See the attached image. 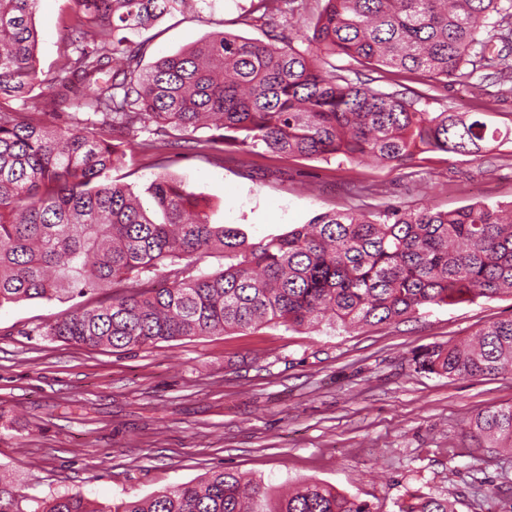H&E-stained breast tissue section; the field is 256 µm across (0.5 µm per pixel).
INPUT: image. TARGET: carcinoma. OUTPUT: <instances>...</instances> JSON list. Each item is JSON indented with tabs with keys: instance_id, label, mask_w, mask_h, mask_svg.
Wrapping results in <instances>:
<instances>
[{
	"instance_id": "1",
	"label": "carcinoma",
	"mask_w": 512,
	"mask_h": 512,
	"mask_svg": "<svg viewBox=\"0 0 512 512\" xmlns=\"http://www.w3.org/2000/svg\"><path fill=\"white\" fill-rule=\"evenodd\" d=\"M39 2L0 0V307L107 293L47 324L43 335L133 350L261 326H377L512 295V209L325 212L250 242L241 228L212 223L165 173L147 188L152 211L125 185L101 181L127 152L146 154L159 142L209 157L229 138L278 155L391 165L416 151H491L504 135L483 113L433 115L343 71L386 67L444 85L482 70L505 74L512 65L495 41L512 39V0H324L304 51L294 47L299 30L288 19L295 0H258L269 42L221 33L146 69L144 45L125 32L146 30L189 0H72L73 50L47 80L50 111L70 110L63 127L11 106L38 83ZM336 55L356 68L324 69L322 59ZM203 127L213 133L195 137ZM151 130L155 136L138 138ZM213 254L224 257L220 269L191 274ZM146 272L162 282L116 289ZM413 364L450 379L512 375V318L472 339L427 346ZM472 429L489 447L512 449V406L478 413ZM25 500L0 478V512H373L328 485L302 482L276 495L223 468L99 507L68 493L28 511ZM400 512L455 509L421 496Z\"/></svg>"
}]
</instances>
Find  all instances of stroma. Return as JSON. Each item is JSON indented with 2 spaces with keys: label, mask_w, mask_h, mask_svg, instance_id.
I'll return each instance as SVG.
<instances>
[{
  "label": "stroma",
  "mask_w": 512,
  "mask_h": 512,
  "mask_svg": "<svg viewBox=\"0 0 512 512\" xmlns=\"http://www.w3.org/2000/svg\"><path fill=\"white\" fill-rule=\"evenodd\" d=\"M71 0H40L37 67L43 86L15 103L47 109ZM226 32L266 40L252 0H195L185 12L133 34L142 64ZM418 109L483 112L512 130V86L476 96L417 74L361 70ZM157 156L133 154L109 171L151 206ZM167 173L206 204L216 224H238L256 242L324 212L473 203L512 207V139L480 155L415 153L403 166L245 151L168 162ZM73 301L33 299L0 308V473L30 498L80 493L109 504L198 480L213 467L249 472L265 486L314 480L399 512L412 495L456 512H512V455L473 435L471 419L512 405V376L452 380L415 371L420 349L512 317V296L481 298L390 325L327 326L195 336L134 351L78 347L44 336Z\"/></svg>",
  "instance_id": "35a3bbf8"
}]
</instances>
